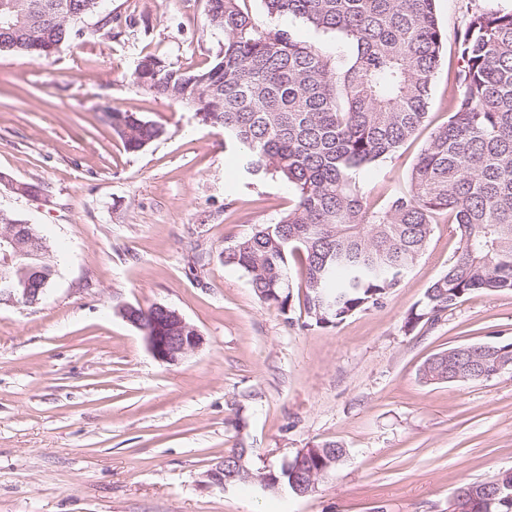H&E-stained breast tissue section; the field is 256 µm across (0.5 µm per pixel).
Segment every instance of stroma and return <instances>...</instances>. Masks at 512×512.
Wrapping results in <instances>:
<instances>
[{"label":"stroma","instance_id":"obj_1","mask_svg":"<svg viewBox=\"0 0 512 512\" xmlns=\"http://www.w3.org/2000/svg\"><path fill=\"white\" fill-rule=\"evenodd\" d=\"M437 0L447 34L429 104L448 118L461 65L456 33L473 4ZM206 0H112V34L49 59L0 51V207L35 224L57 276L34 305H0V512H450L461 485L512 468V372L427 383L419 369L450 347L512 342V293H475L433 324L404 327L459 246L440 218L403 285L381 307L335 328L306 324L304 291L288 314L255 296L224 250L276 222L295 194L280 177L242 170L223 130L134 82L157 54L184 69L211 64L224 42ZM329 53L342 40L269 17ZM137 112L164 136L126 151L106 107ZM423 145L363 170L369 200L405 190ZM35 182L36 197L9 181ZM163 304L205 338L157 361L119 310ZM340 443L335 477L295 497L210 485L236 448L256 471L303 448Z\"/></svg>","mask_w":512,"mask_h":512}]
</instances>
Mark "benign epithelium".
<instances>
[{
    "mask_svg": "<svg viewBox=\"0 0 512 512\" xmlns=\"http://www.w3.org/2000/svg\"><path fill=\"white\" fill-rule=\"evenodd\" d=\"M22 226L13 224L6 230H0V249L9 246L19 250L23 242ZM45 295L42 288H1L0 303L17 302V299L38 303ZM121 316L132 326L144 333V340L153 357L166 364H176L185 355L203 346L205 342L196 329L187 325L185 318L177 310L163 305H156V319L153 327L145 328L138 318L137 307L127 305L120 310ZM210 482L223 489L234 480L254 479L245 468L243 461L230 466L221 463L207 474Z\"/></svg>",
    "mask_w": 512,
    "mask_h": 512,
    "instance_id": "1",
    "label": "benign epithelium"
}]
</instances>
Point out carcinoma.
Instances as JSON below:
<instances>
[{"label": "carcinoma", "mask_w": 512, "mask_h": 512, "mask_svg": "<svg viewBox=\"0 0 512 512\" xmlns=\"http://www.w3.org/2000/svg\"><path fill=\"white\" fill-rule=\"evenodd\" d=\"M270 16H292L345 41L336 55L289 30L255 23L245 0H206L207 26L224 32L211 65L195 70L154 54L136 65L135 83L184 106L224 140L244 149L252 174H275L295 191L286 214L224 249V263L247 276L264 304L285 314L292 301L290 259L304 275L308 326L334 328L381 306L400 288L443 215L459 247L427 288L409 330L436 322L475 292H512V10H471L458 35L463 66L448 88L446 122L435 127L411 168L406 190L371 203L360 172L385 159L429 121V98L445 33L435 0H261ZM94 16L92 28L78 26ZM107 0H0V50L48 59L63 47L112 36ZM130 152L164 129L135 112L104 109ZM30 244L0 253V283L27 287V272L49 288L57 270L46 238L24 227ZM512 369V342L450 348L429 358L430 383H467ZM346 455L337 442L304 457L320 480ZM499 486L491 512H512V469L464 485Z\"/></svg>", "instance_id": "1"}]
</instances>
